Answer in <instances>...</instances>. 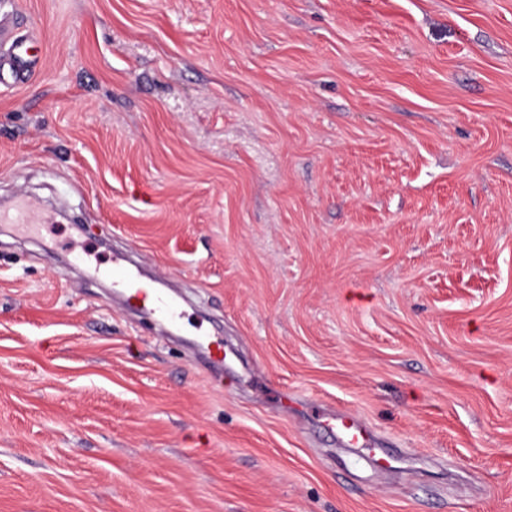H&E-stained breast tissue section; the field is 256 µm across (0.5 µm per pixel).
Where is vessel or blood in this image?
<instances>
[{"instance_id":"vessel-or-blood-1","label":"vessel or blood","mask_w":512,"mask_h":512,"mask_svg":"<svg viewBox=\"0 0 512 512\" xmlns=\"http://www.w3.org/2000/svg\"><path fill=\"white\" fill-rule=\"evenodd\" d=\"M12 0H0V77L10 76L13 83H22L42 57L41 47L21 35L15 25L6 21L3 11ZM113 286L122 288L129 299L143 303L147 315L175 324L182 317L179 303L164 291L145 287L134 268L122 258H115L104 271ZM318 419L323 429L334 436L355 456L365 460L372 469H393L403 451L386 447L378 435L354 412L348 410L322 411Z\"/></svg>"}]
</instances>
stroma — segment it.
<instances>
[{
  "label": "stroma",
  "instance_id": "stroma-1",
  "mask_svg": "<svg viewBox=\"0 0 512 512\" xmlns=\"http://www.w3.org/2000/svg\"><path fill=\"white\" fill-rule=\"evenodd\" d=\"M15 21L45 59L0 84V202L42 221L0 222V512H512V0ZM121 252L177 326L99 278ZM323 429L334 436L355 456L365 460L374 470L395 468L403 451L388 448L378 435L354 412L348 410L322 411L317 413Z\"/></svg>",
  "mask_w": 512,
  "mask_h": 512
}]
</instances>
